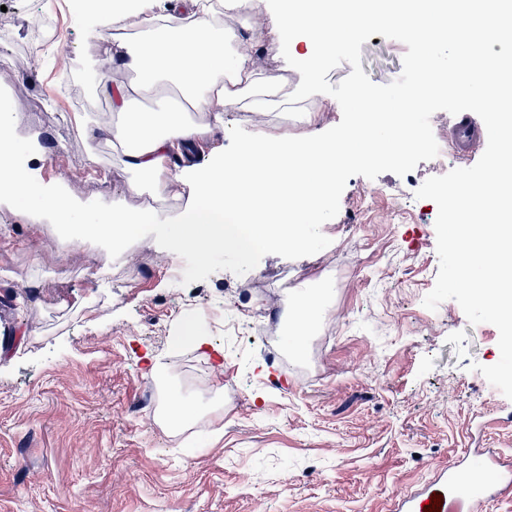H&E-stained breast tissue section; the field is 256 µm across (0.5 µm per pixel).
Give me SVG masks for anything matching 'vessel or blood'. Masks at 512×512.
Listing matches in <instances>:
<instances>
[{"label":"vessel or blood","mask_w":512,"mask_h":512,"mask_svg":"<svg viewBox=\"0 0 512 512\" xmlns=\"http://www.w3.org/2000/svg\"><path fill=\"white\" fill-rule=\"evenodd\" d=\"M487 135L466 111L448 118V143L458 156L473 158L485 146ZM480 471L476 486H469L457 466H449L447 474L428 482L420 491L406 495L401 500L403 512H425L432 495H440V512H481L485 498L512 490V483L489 462H478Z\"/></svg>","instance_id":"obj_1"}]
</instances>
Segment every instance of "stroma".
<instances>
[{
	"mask_svg": "<svg viewBox=\"0 0 512 512\" xmlns=\"http://www.w3.org/2000/svg\"><path fill=\"white\" fill-rule=\"evenodd\" d=\"M41 2L0 0V99L40 181L84 213L111 198L103 174L119 156L109 141L88 145L73 117L116 116L84 79L97 49L83 27L67 22V47L44 42ZM406 50L367 41L361 67L390 83ZM431 175L422 161L402 177H350L322 227L327 248L176 286L165 210L121 250L0 203V512H397L448 463L512 460V400L480 372L500 358L497 328L470 324L452 300L423 304L438 207L415 192ZM286 271L331 292L301 353L246 334L219 367L176 343L196 312L223 344L219 325L254 280L268 320L286 315ZM151 355L160 377L145 373ZM156 386V402L170 388L203 407L207 431H173L142 408Z\"/></svg>",
	"mask_w": 512,
	"mask_h": 512,
	"instance_id": "1",
	"label": "stroma"
}]
</instances>
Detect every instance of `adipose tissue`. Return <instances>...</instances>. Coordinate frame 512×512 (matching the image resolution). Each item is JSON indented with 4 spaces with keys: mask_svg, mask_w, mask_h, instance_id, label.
<instances>
[{
    "mask_svg": "<svg viewBox=\"0 0 512 512\" xmlns=\"http://www.w3.org/2000/svg\"><path fill=\"white\" fill-rule=\"evenodd\" d=\"M432 0H408L413 18L437 30L449 22L465 26L477 0H443L439 13H431ZM226 26H216L207 0H114L110 12L75 0L79 22L89 34L111 26L114 36L108 67L96 70L94 87L106 96L119 118L117 129L86 127L88 139H112L123 160L113 178L124 181L129 192L141 194L171 184L187 189L192 202L174 215L180 233L168 244L171 254L192 250L208 255L224 249L247 250L260 244L294 249L308 241L304 226L289 221L292 212L303 211L322 219L335 203L336 173L349 150L374 159L399 153L419 143V130L411 109L421 97V86L410 85L388 104L387 119L362 112L350 127L330 136L321 114L309 111L302 130L270 134L253 130L238 138L232 153L213 144L226 127L228 113L241 108L263 113L266 92L274 79L257 66L252 45L244 43L237 24L254 25L257 37H273L283 47L286 61L300 72L318 73L330 53L347 51L353 36L370 18L369 0H349L347 21L289 9L286 0H219ZM149 16L155 25L144 37L129 40L123 30L133 19ZM501 58L489 53L467 62L464 72L449 74L454 93L475 99L492 114L499 153L497 178L456 192L449 200L464 198L481 205L497 203L504 194L503 174L512 171V119L498 110L487 89L499 79ZM116 67L133 69L134 81H113ZM176 86L187 111L207 113L198 123L181 112H139L135 105L157 93L161 86ZM0 173L8 178L0 197L16 204L39 203V212L58 224H71L77 239L104 237L123 243L141 224L151 223L148 213L129 212L121 200H113L86 219L75 217L71 197L46 191L30 170L17 165L13 155L0 153ZM451 264L469 272L475 266L488 269L481 279L464 277L475 303L492 311L506 331H512V226L471 224L469 213L456 218Z\"/></svg>",
    "mask_w": 512,
    "mask_h": 512,
    "instance_id": "obj_1",
    "label": "adipose tissue"
}]
</instances>
